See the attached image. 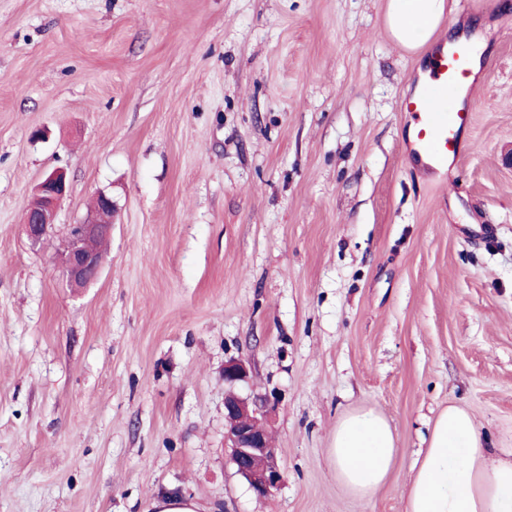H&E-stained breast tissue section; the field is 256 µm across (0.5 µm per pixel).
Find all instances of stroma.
Masks as SVG:
<instances>
[{"mask_svg": "<svg viewBox=\"0 0 512 512\" xmlns=\"http://www.w3.org/2000/svg\"><path fill=\"white\" fill-rule=\"evenodd\" d=\"M387 3L0 0V512H405L451 405L512 451V8L452 0L487 48L469 148L427 182L399 110L420 54ZM102 192L105 263L77 288L60 254ZM230 391L270 402L264 499L224 439ZM363 407L399 448L365 498L329 454ZM69 184L63 171L49 172L35 187V199L25 217L28 239L37 246L53 228V218L58 204L67 196Z\"/></svg>", "mask_w": 512, "mask_h": 512, "instance_id": "obj_1", "label": "stroma"}]
</instances>
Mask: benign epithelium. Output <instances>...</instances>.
Returning <instances> with one entry per match:
<instances>
[{
    "mask_svg": "<svg viewBox=\"0 0 512 512\" xmlns=\"http://www.w3.org/2000/svg\"><path fill=\"white\" fill-rule=\"evenodd\" d=\"M68 192L65 174L58 169L49 172L37 184L35 199L25 217V228L32 245H39L50 233L55 209ZM114 211L112 197L100 193L88 218L71 226L68 245L61 258L63 275L70 282L85 285L98 278L104 256L94 247V243L103 236L111 235ZM246 377L244 360L233 359L224 364V382L233 384ZM269 416L270 408L266 400L250 402L234 394L225 397L226 437L233 448L232 461L238 474L259 498L270 495L282 481L268 430Z\"/></svg>",
    "mask_w": 512,
    "mask_h": 512,
    "instance_id": "benign-epithelium-1",
    "label": "benign epithelium"
}]
</instances>
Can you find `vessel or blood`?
<instances>
[{"mask_svg": "<svg viewBox=\"0 0 512 512\" xmlns=\"http://www.w3.org/2000/svg\"><path fill=\"white\" fill-rule=\"evenodd\" d=\"M470 67L469 55L459 48L444 43L433 47L420 66L426 75L420 89L400 103L401 111L410 113L415 123L407 143L415 164L424 171L446 172L462 150L460 134L470 126L472 113L458 97Z\"/></svg>", "mask_w": 512, "mask_h": 512, "instance_id": "b4317fda", "label": "vessel or blood"}]
</instances>
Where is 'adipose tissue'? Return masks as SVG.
<instances>
[{"label": "adipose tissue", "mask_w": 512, "mask_h": 512, "mask_svg": "<svg viewBox=\"0 0 512 512\" xmlns=\"http://www.w3.org/2000/svg\"><path fill=\"white\" fill-rule=\"evenodd\" d=\"M446 9V0H389L386 29L415 51L432 40ZM397 451L389 423L360 410L337 422L330 453L340 482L367 497L384 484ZM405 512H512V457L495 456L471 415L449 406L418 461Z\"/></svg>", "instance_id": "ef3b65f1"}]
</instances>
